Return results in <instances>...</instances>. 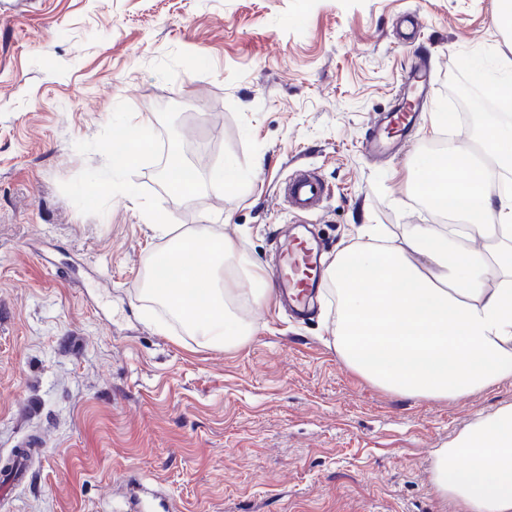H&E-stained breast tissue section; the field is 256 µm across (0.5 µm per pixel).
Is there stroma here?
I'll use <instances>...</instances> for the list:
<instances>
[{
    "instance_id": "obj_1",
    "label": "stroma",
    "mask_w": 512,
    "mask_h": 512,
    "mask_svg": "<svg viewBox=\"0 0 512 512\" xmlns=\"http://www.w3.org/2000/svg\"><path fill=\"white\" fill-rule=\"evenodd\" d=\"M493 0H0V512H121L135 483L176 512H461L435 449L512 404V380L455 401L362 379L337 356L336 307L244 308L214 350L138 287L164 247L146 210L215 224L267 273L309 228L333 257L355 228L436 216L416 163L476 141V71L512 61ZM432 91L396 153L365 143L419 51ZM449 113L441 131L436 114ZM197 173L164 177L169 125ZM146 139L141 160L117 147ZM224 167L235 189L213 183ZM299 169L326 185L293 213ZM39 447L23 483L9 467Z\"/></svg>"
}]
</instances>
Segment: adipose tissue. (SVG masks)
I'll use <instances>...</instances> for the list:
<instances>
[{"instance_id": "adipose-tissue-1", "label": "adipose tissue", "mask_w": 512, "mask_h": 512, "mask_svg": "<svg viewBox=\"0 0 512 512\" xmlns=\"http://www.w3.org/2000/svg\"><path fill=\"white\" fill-rule=\"evenodd\" d=\"M476 161L457 148L445 168L423 158L415 188L453 224H413L394 241L376 225L325 267L337 301L334 347L367 381L416 398L458 400L512 379V126H489ZM156 252L141 294L211 349L243 344L251 323L241 304L258 306L271 288L259 264L213 225L177 231L149 214ZM437 495L463 512H512V404L478 417L437 449Z\"/></svg>"}]
</instances>
